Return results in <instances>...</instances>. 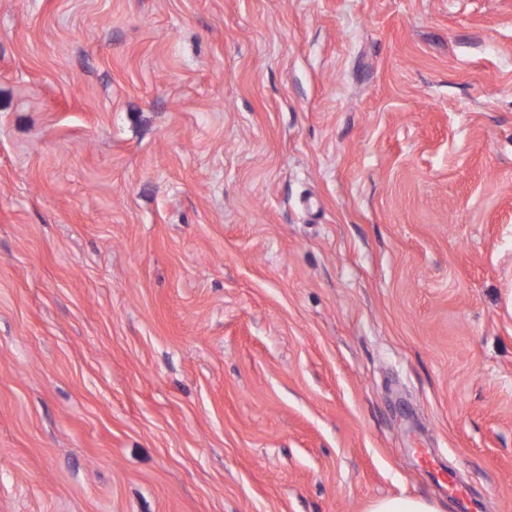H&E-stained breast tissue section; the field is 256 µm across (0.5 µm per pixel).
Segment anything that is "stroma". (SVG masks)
<instances>
[{
  "label": "stroma",
  "mask_w": 512,
  "mask_h": 512,
  "mask_svg": "<svg viewBox=\"0 0 512 512\" xmlns=\"http://www.w3.org/2000/svg\"><path fill=\"white\" fill-rule=\"evenodd\" d=\"M512 512V0H0V512ZM369 512H443L436 502L425 499H382Z\"/></svg>",
  "instance_id": "stroma-1"
}]
</instances>
